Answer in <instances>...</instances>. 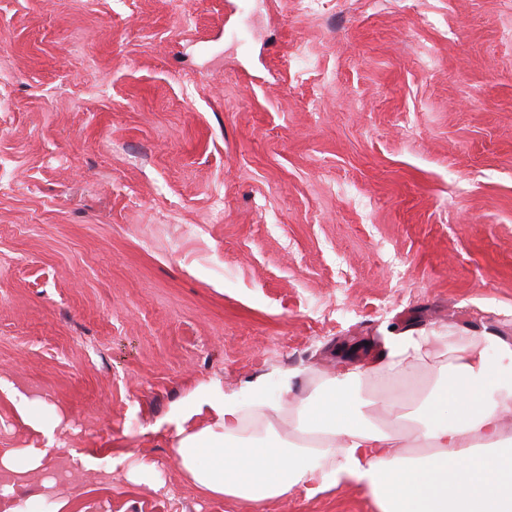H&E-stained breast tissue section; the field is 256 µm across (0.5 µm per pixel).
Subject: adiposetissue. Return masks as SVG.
<instances>
[{"instance_id":"ef3b65f1","label":"adipose tissue","mask_w":512,"mask_h":512,"mask_svg":"<svg viewBox=\"0 0 512 512\" xmlns=\"http://www.w3.org/2000/svg\"><path fill=\"white\" fill-rule=\"evenodd\" d=\"M247 393L198 388L192 413L173 419V455L206 497L259 507L351 482L379 512H512L510 337L402 331L366 367L316 375L303 397H268L259 382ZM9 398L45 445L0 454V512H70L18 497L14 476L42 469L56 425L27 394ZM202 413L209 422L189 426Z\"/></svg>"}]
</instances>
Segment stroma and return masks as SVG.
Returning <instances> with one entry per match:
<instances>
[{"instance_id":"1","label":"stroma","mask_w":512,"mask_h":512,"mask_svg":"<svg viewBox=\"0 0 512 512\" xmlns=\"http://www.w3.org/2000/svg\"><path fill=\"white\" fill-rule=\"evenodd\" d=\"M452 328L512 337V0H0V454L44 445L8 388L61 419L20 496L250 512L171 455L195 388Z\"/></svg>"}]
</instances>
